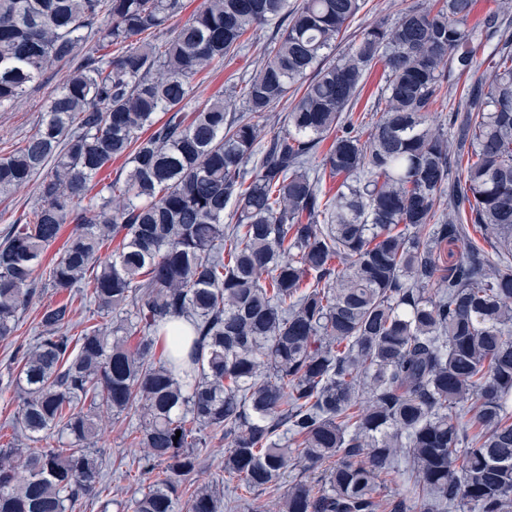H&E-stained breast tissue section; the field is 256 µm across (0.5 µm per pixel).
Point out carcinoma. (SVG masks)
<instances>
[{
    "label": "carcinoma",
    "instance_id": "cac0c4a2",
    "mask_svg": "<svg viewBox=\"0 0 512 512\" xmlns=\"http://www.w3.org/2000/svg\"><path fill=\"white\" fill-rule=\"evenodd\" d=\"M364 2L204 0L179 25L183 0H0V109L76 62L0 156V196L38 180L33 219L0 240V340L73 225L47 279L68 298L3 384L27 447L0 448V512H69L91 495L101 414L131 410L152 476L133 512H175L217 436L224 474L250 491L336 460L322 490L296 480L278 512H380L396 475L392 512H512V0L477 26L474 0H423L327 60ZM274 21L243 111L222 95L188 110L194 78ZM147 30L163 50L137 40ZM493 40L449 135L443 86ZM379 61L384 107L365 132L350 105ZM292 89L285 130L265 134L253 118ZM121 156L129 168L99 184ZM327 174L347 180L331 197ZM444 244L462 247L456 261ZM77 298L110 325L82 326ZM185 508L223 512L220 478Z\"/></svg>",
    "mask_w": 512,
    "mask_h": 512
}]
</instances>
